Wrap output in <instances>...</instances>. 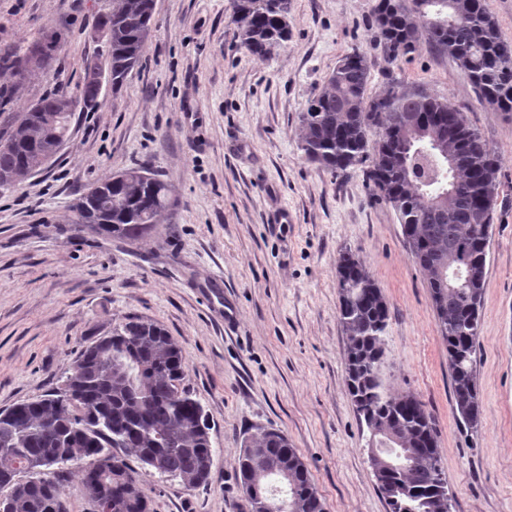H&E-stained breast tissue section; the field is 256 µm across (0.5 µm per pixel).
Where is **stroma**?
Returning a JSON list of instances; mask_svg holds the SVG:
<instances>
[{
    "mask_svg": "<svg viewBox=\"0 0 512 512\" xmlns=\"http://www.w3.org/2000/svg\"><path fill=\"white\" fill-rule=\"evenodd\" d=\"M111 0H0V49L40 34L60 45L50 75L13 86L9 111L104 64L95 20ZM377 0H291L289 37L269 59L237 35L230 0H156L142 63L120 90L78 106L50 166L0 191V409L60 385L67 366L127 317L182 345L216 451L206 484L148 481L152 512H250L236 478L244 437L283 431L327 512H387L369 433L346 386L336 263L356 251L389 304L383 381L421 399L439 433L452 512H512V117L488 105L430 47L388 60ZM366 54L371 92L390 80L448 99L499 155L476 370L477 430L453 414L448 352L397 212L362 167L332 174L298 147L301 115L339 60ZM144 167L180 199L134 239L72 223L78 191ZM223 277L237 311L225 334L205 292Z\"/></svg>",
    "mask_w": 512,
    "mask_h": 512,
    "instance_id": "1",
    "label": "stroma"
}]
</instances>
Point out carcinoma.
I'll list each match as a JSON object with an SVG mask.
<instances>
[{
  "mask_svg": "<svg viewBox=\"0 0 512 512\" xmlns=\"http://www.w3.org/2000/svg\"><path fill=\"white\" fill-rule=\"evenodd\" d=\"M439 19L432 21L421 0H378L373 25L398 55L424 45L450 59L480 97L512 112V57L485 0H426ZM155 0H112L96 18L106 38V68L87 67L69 91L41 96L0 124V188L10 189L47 168L68 137L73 112L98 100L102 71L112 89L139 66L152 31ZM238 37L260 58L288 40L290 0H232ZM58 52L53 41L38 40L23 52H8L3 64L18 83L47 76ZM367 56L341 58L322 91L301 117L299 148L307 161L332 173L368 164L367 178L381 198H395L414 262L425 273L448 350L453 411L459 424L478 427L482 403L476 377L480 308L487 250L475 245L491 228L497 205L499 157L482 135L420 87L390 82L369 93ZM377 139L370 141V135ZM456 166L436 170L442 154ZM173 186L133 167L106 177L77 195L72 223L89 224L101 234L133 238L152 231L162 215L177 208ZM338 314L348 338L346 385L362 416L393 429L398 442L369 460L394 487L384 495L390 512H448L440 494L441 465L436 424L415 395H392L376 366L384 354L389 309L382 290L351 250L337 260ZM61 387L0 410V503L6 512H67L66 466L80 471L122 448L140 462L98 479L81 476L88 512H100L102 491L112 488L108 512H151L146 478L177 479L187 489L206 483L203 466L214 449L210 422L187 383L179 342L155 322L131 317L82 350L64 372ZM406 455L409 464L385 468L387 455ZM288 462V479L274 467ZM43 470L32 481L25 465ZM240 485L257 512L252 494L265 486L290 503L288 512H326L310 474L288 437L264 429L243 440L237 458Z\"/></svg>",
  "mask_w": 512,
  "mask_h": 512,
  "instance_id": "obj_1",
  "label": "carcinoma"
}]
</instances>
